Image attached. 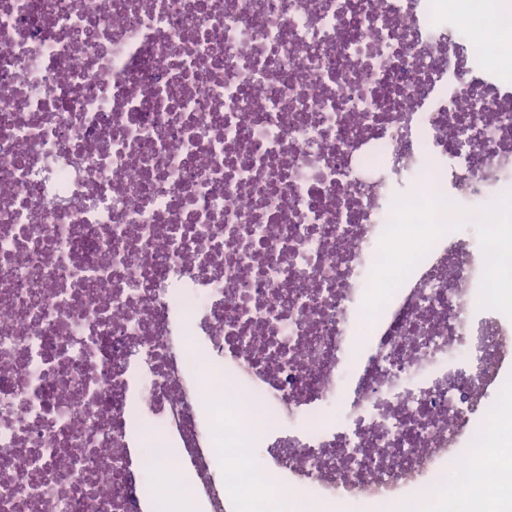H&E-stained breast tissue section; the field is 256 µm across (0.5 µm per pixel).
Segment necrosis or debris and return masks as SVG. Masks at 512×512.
I'll return each instance as SVG.
<instances>
[{
	"mask_svg": "<svg viewBox=\"0 0 512 512\" xmlns=\"http://www.w3.org/2000/svg\"><path fill=\"white\" fill-rule=\"evenodd\" d=\"M508 22L512 0H0V512L496 487L493 439L459 448L512 364V279L476 233L512 254ZM223 447L264 479L217 472Z\"/></svg>",
	"mask_w": 512,
	"mask_h": 512,
	"instance_id": "4bbe7bcc",
	"label": "necrosis or debris"
}]
</instances>
